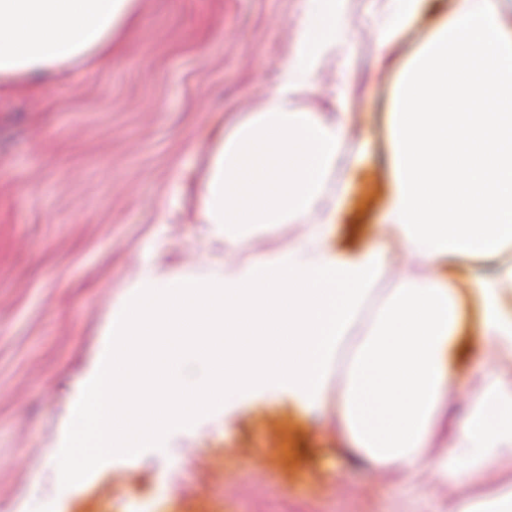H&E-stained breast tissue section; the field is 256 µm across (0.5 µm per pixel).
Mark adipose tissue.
Masks as SVG:
<instances>
[{"instance_id":"ef3b65f1","label":"adipose tissue","mask_w":512,"mask_h":512,"mask_svg":"<svg viewBox=\"0 0 512 512\" xmlns=\"http://www.w3.org/2000/svg\"><path fill=\"white\" fill-rule=\"evenodd\" d=\"M304 2L296 44L261 112L212 155L201 218L224 245L223 268L171 273L152 250L142 252L105 354L75 396L77 418L56 445L80 458L137 444L134 423L103 414L117 399V373L128 381L126 396L179 395L152 410L143 426L150 437L277 388L316 411L335 402L347 438L374 464L414 476L435 461L459 491L454 512H512L511 491L473 492L487 462L512 458V378L491 363L474 378L455 363L465 293L478 305V336L512 356V259L502 257L512 245V113L491 107L497 87L473 84L448 61L455 48L483 70L512 68L501 0H457L406 72L392 116V205L380 237L356 252L329 243L364 161L362 148L345 147L351 69L338 77L333 111L292 109L336 46L344 0ZM133 3L0 0V75L42 74L111 51ZM465 83L480 111H456L448 88ZM336 171L342 187L330 195L325 183ZM245 224H291L297 239L239 265ZM384 281L390 291L373 302ZM452 387L468 395L458 422L448 419Z\"/></svg>"}]
</instances>
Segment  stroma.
Masks as SVG:
<instances>
[{
    "instance_id": "stroma-1",
    "label": "stroma",
    "mask_w": 512,
    "mask_h": 512,
    "mask_svg": "<svg viewBox=\"0 0 512 512\" xmlns=\"http://www.w3.org/2000/svg\"><path fill=\"white\" fill-rule=\"evenodd\" d=\"M348 28L299 112H328L344 54L353 57L351 139L365 160L331 243L372 240L393 185L387 167L397 89L410 62L453 11L429 0L386 54L375 31L385 0H347ZM304 0H135L108 56L63 63L41 87L7 77L0 93V512H448L457 489L434 467L412 480L363 461L335 408L313 419L282 392L260 391L159 433L161 448L93 460L66 480L49 459L109 316L142 250L171 271L206 275L223 245L200 222L216 142L261 111L294 42ZM166 223H159V216ZM276 443L279 455H261ZM124 472L127 496L98 488Z\"/></svg>"
}]
</instances>
